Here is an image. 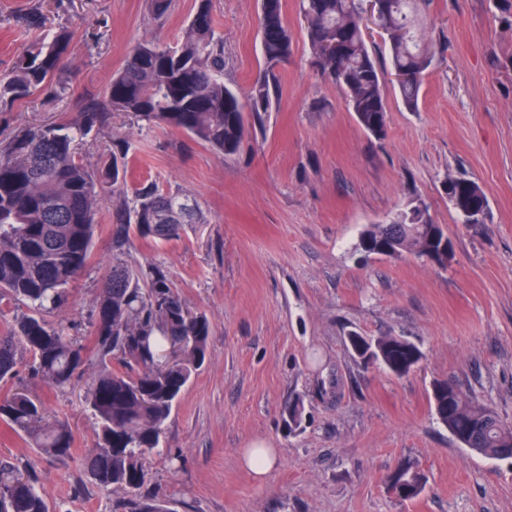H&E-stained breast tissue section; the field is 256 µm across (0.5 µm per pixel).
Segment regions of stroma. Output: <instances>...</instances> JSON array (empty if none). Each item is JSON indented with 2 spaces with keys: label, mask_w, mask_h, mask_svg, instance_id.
<instances>
[{
  "label": "stroma",
  "mask_w": 512,
  "mask_h": 512,
  "mask_svg": "<svg viewBox=\"0 0 512 512\" xmlns=\"http://www.w3.org/2000/svg\"><path fill=\"white\" fill-rule=\"evenodd\" d=\"M0 0V74L29 41ZM293 53L276 72L278 98L239 153L219 157L186 133L146 128L123 113L87 139L89 163L127 136L130 179L153 181L197 204L204 221L180 239L113 242L119 195L101 191L88 266L68 303L46 313L88 336L102 281L119 259L161 265L212 335L206 360L168 418L147 463L144 491L173 512H512V460L484 457L435 417L432 385L445 380L512 422V23L501 0H430L418 38L436 53L417 110L401 97L379 35L368 46L383 74L388 133L368 135L335 85L310 69L299 0H283ZM194 0H177L157 25L146 0H44L47 30L74 33L62 100L33 98L0 112V140L61 122L77 101L100 94L134 43L174 41ZM260 0H213L224 37V82L247 94L264 69ZM484 189L483 223H463L446 194L449 177ZM452 243L447 266L406 255H365L362 232L416 204ZM402 336L424 353L407 376L361 363L349 333ZM51 417L71 427L63 462L0 427V457L35 472L59 512H122L125 494L92 481L84 454L96 424L78 392L44 391ZM303 399L299 428L285 407ZM279 463L255 481L241 464L253 441ZM405 462L425 475L421 494L399 497L391 477Z\"/></svg>",
  "instance_id": "1"
}]
</instances>
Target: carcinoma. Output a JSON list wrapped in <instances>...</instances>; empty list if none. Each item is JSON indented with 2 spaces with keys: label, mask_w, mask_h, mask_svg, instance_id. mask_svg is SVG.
<instances>
[{
  "label": "carcinoma",
  "mask_w": 512,
  "mask_h": 512,
  "mask_svg": "<svg viewBox=\"0 0 512 512\" xmlns=\"http://www.w3.org/2000/svg\"><path fill=\"white\" fill-rule=\"evenodd\" d=\"M381 24L406 107L418 106L422 75L432 46L416 36L420 0H384ZM259 30L265 71L247 97L224 84V37L217 32L212 0H195L193 13L171 43L140 41L129 48L122 67L102 93L85 98L78 112L53 125L29 127L0 143V304L22 302L29 314L0 332V423L25 435L43 454L64 461L74 435L50 417L42 396L17 378L27 363L33 378L51 389L79 382L88 355L102 370L87 385L84 401L97 424V439L85 457L90 478L126 494L125 512H172L169 500L143 493L146 462L160 447L164 425L184 388L202 367L211 325L190 311L158 264H112L99 291L91 345L53 325L44 312L67 303L69 287L86 267L97 227L99 189L110 185L122 200L112 211L117 238L136 237L162 244L180 238L183 226L201 221L198 209L155 183L128 186L129 143L121 136L95 166L77 151V142L109 127L121 112L148 126L179 129L216 153L236 154L247 131L246 113L268 111L276 93L273 69L288 62L292 40L283 0H260ZM174 0H148V17L163 21ZM306 22L310 64L315 74L336 85L358 123L374 138L387 135L386 102L379 67L363 32L359 0H300ZM26 34L44 28L40 5L15 13ZM342 50L336 52V37ZM71 31L60 27L45 42L32 40L0 74V112L34 95L57 99L66 91L65 73L73 57ZM448 202L465 224L466 207L487 210V196L475 181L448 178ZM360 242L367 252L420 258L434 254L444 267L451 242L439 224L427 222L415 206L398 213L392 224H373ZM365 365L397 377L408 375L423 359L418 346L402 336L347 337ZM438 420L452 434L464 432L463 445L496 459H512V423L501 420L457 387L432 386ZM303 400L288 404V424L301 425ZM398 494L416 497L423 475L402 468L392 476ZM0 512H56L37 479L8 458H0Z\"/></svg>",
  "instance_id": "obj_1"
}]
</instances>
